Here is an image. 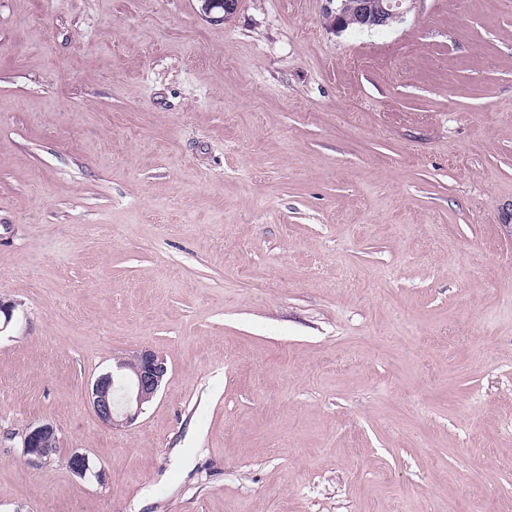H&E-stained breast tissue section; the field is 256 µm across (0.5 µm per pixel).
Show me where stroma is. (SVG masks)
<instances>
[{"instance_id":"1","label":"stroma","mask_w":512,"mask_h":512,"mask_svg":"<svg viewBox=\"0 0 512 512\" xmlns=\"http://www.w3.org/2000/svg\"><path fill=\"white\" fill-rule=\"evenodd\" d=\"M323 7L0 0V512H512V0ZM205 18L211 21H224L233 16L238 8V0H200ZM222 11V12H221ZM324 2L323 15L331 16L333 19L330 27L342 32L348 26V29L353 30L390 27L416 10L421 0H324ZM356 23L368 24L369 28ZM167 372L165 359L150 349H141L119 360L112 371L98 376L87 390L95 416L112 429L130 426L145 404L157 395ZM116 389L122 391L119 407L112 398ZM57 430L49 421H43L27 428L23 438L24 454L35 464H43L50 460L53 453L57 456ZM56 449V451H55ZM57 453V454H56ZM67 466L74 475L80 478H85L90 475L100 480L103 474V471L95 470L94 463L86 454L76 451L72 452L68 457Z\"/></svg>"}]
</instances>
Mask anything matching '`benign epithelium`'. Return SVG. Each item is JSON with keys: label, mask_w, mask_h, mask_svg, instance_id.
Returning a JSON list of instances; mask_svg holds the SVG:
<instances>
[{"label": "benign epithelium", "mask_w": 512, "mask_h": 512, "mask_svg": "<svg viewBox=\"0 0 512 512\" xmlns=\"http://www.w3.org/2000/svg\"><path fill=\"white\" fill-rule=\"evenodd\" d=\"M205 18L224 21L233 16L238 0H201ZM420 0H324L323 15L333 19L331 28L342 32L351 23L369 28L390 27L416 10ZM168 367L165 359L150 349H141L119 360L112 371L98 376L87 390L89 404L104 425L112 429L130 426L143 412L145 404L157 395ZM56 427L43 421L27 428L23 438L24 454L35 464L50 460L57 444ZM69 470L80 478L101 479L89 457L73 452L67 460Z\"/></svg>", "instance_id": "7a95c632"}]
</instances>
